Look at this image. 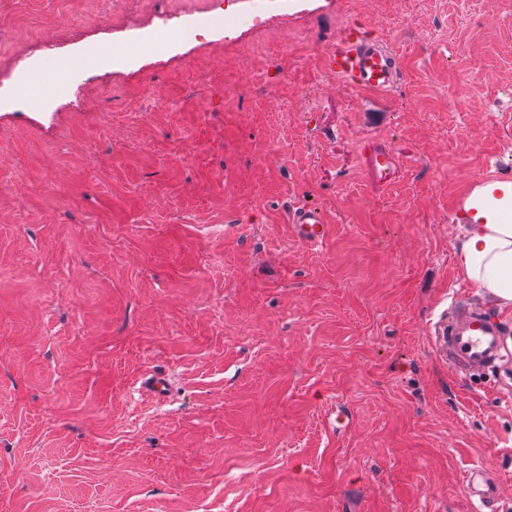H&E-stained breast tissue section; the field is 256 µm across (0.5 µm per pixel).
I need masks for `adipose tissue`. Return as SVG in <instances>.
I'll return each mask as SVG.
<instances>
[{
	"mask_svg": "<svg viewBox=\"0 0 512 512\" xmlns=\"http://www.w3.org/2000/svg\"><path fill=\"white\" fill-rule=\"evenodd\" d=\"M464 211L455 220V245L462 277L512 307V179L499 178L473 188Z\"/></svg>",
	"mask_w": 512,
	"mask_h": 512,
	"instance_id": "ef3b65f1",
	"label": "adipose tissue"
}]
</instances>
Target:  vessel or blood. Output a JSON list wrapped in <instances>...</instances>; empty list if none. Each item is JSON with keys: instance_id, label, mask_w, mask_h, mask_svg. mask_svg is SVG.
<instances>
[{"instance_id": "b4317fda", "label": "vessel or blood", "mask_w": 512, "mask_h": 512, "mask_svg": "<svg viewBox=\"0 0 512 512\" xmlns=\"http://www.w3.org/2000/svg\"><path fill=\"white\" fill-rule=\"evenodd\" d=\"M327 67L349 86L380 92L391 90L399 79V64L393 52L378 41L352 32L341 38L336 51L327 59ZM289 222L304 243L322 241L324 220L317 208L308 205L294 208ZM457 317L456 329L437 340V351L447 358L451 369L466 366L480 369L506 356L507 350L497 328L484 314L463 310ZM464 483L469 497L478 499L481 512H486L491 502V489L485 475L471 470L465 475Z\"/></svg>"}]
</instances>
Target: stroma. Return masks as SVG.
<instances>
[{
	"label": "stroma",
	"mask_w": 512,
	"mask_h": 512,
	"mask_svg": "<svg viewBox=\"0 0 512 512\" xmlns=\"http://www.w3.org/2000/svg\"><path fill=\"white\" fill-rule=\"evenodd\" d=\"M62 22L45 69L107 60L89 110L40 114L33 79L0 113V512H472V468L512 512V361L434 350L470 303L512 349L453 248L512 174V0H0V64ZM353 25L391 91L328 71ZM298 238L307 244H316L323 240L324 220L315 207L304 205L292 210L289 218Z\"/></svg>",
	"instance_id": "stroma-1"
}]
</instances>
